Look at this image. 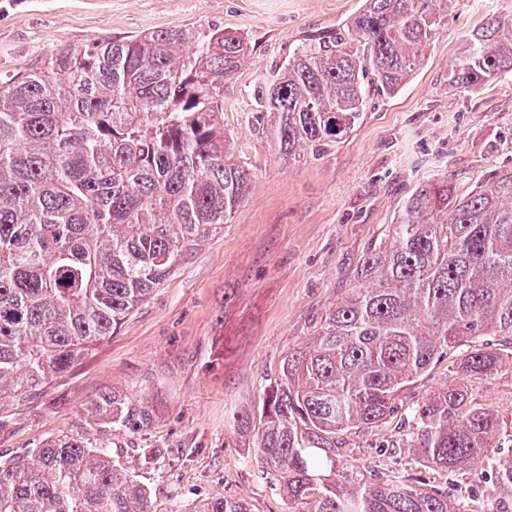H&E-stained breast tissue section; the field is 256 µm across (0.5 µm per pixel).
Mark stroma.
Wrapping results in <instances>:
<instances>
[{
    "label": "stroma",
    "mask_w": 512,
    "mask_h": 512,
    "mask_svg": "<svg viewBox=\"0 0 512 512\" xmlns=\"http://www.w3.org/2000/svg\"><path fill=\"white\" fill-rule=\"evenodd\" d=\"M364 0H0V82L55 50L149 31L243 35L253 53L224 83V127L254 189L223 232L192 249L111 337L40 390L0 395V461L63 437L86 436L149 494L150 512H193L201 500L242 499L285 512L261 476L256 433L270 381L306 349L327 310L358 282L364 255L396 223L407 197L449 177L472 190L512 168V75L470 92L448 86L466 37L512 0H450L422 67L392 94L371 91L357 126L337 142L283 154L256 122L254 88L309 38L342 30ZM456 350L411 383L405 406L461 384L512 427V367L462 380ZM114 394L139 417L97 415ZM347 463L403 477L423 472L395 420L345 434ZM398 453H386L388 445Z\"/></svg>",
    "instance_id": "stroma-1"
}]
</instances>
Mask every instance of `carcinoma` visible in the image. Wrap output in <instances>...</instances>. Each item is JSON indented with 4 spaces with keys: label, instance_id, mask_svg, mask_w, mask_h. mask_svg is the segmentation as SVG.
I'll return each mask as SVG.
<instances>
[{
    "label": "carcinoma",
    "instance_id": "obj_1",
    "mask_svg": "<svg viewBox=\"0 0 512 512\" xmlns=\"http://www.w3.org/2000/svg\"><path fill=\"white\" fill-rule=\"evenodd\" d=\"M448 0H365L332 45L304 44L253 90L262 131L284 151L336 141L357 123L364 76L394 93L420 69ZM241 35L148 32L66 47L0 83V393H27L106 340L190 249L224 228L254 173L230 161L224 80L247 62ZM512 73V18L483 19L448 73L472 91ZM455 195L443 179L405 201L360 284L286 357L261 409L258 450L288 512H464L448 489L395 482L339 460L336 435L398 412L401 395L448 351L487 379L512 363V169ZM98 414L128 419L104 395ZM423 466H483L497 512H512V453L463 387L404 412ZM149 495L102 445L64 437L0 462V512H149ZM197 512H252L222 496Z\"/></svg>",
    "mask_w": 512,
    "mask_h": 512
}]
</instances>
